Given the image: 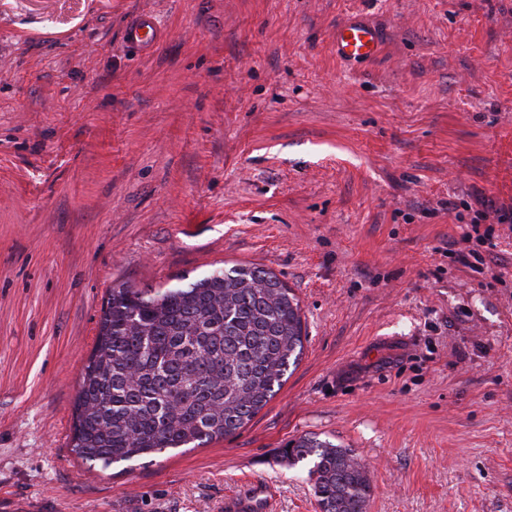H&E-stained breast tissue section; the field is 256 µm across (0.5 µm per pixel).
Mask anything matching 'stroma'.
Here are the masks:
<instances>
[{"label":"stroma","instance_id":"1","mask_svg":"<svg viewBox=\"0 0 512 512\" xmlns=\"http://www.w3.org/2000/svg\"><path fill=\"white\" fill-rule=\"evenodd\" d=\"M353 17L376 57L337 58ZM483 204L512 206V0H0V512H320L280 456L305 434L355 450L367 512H512V226L492 273L445 252ZM232 265L300 302L282 388L231 437L89 468L110 289ZM162 33L152 15H142L125 32L129 44L140 50H148L161 39Z\"/></svg>","mask_w":512,"mask_h":512}]
</instances>
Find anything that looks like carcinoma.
<instances>
[{
    "instance_id": "cac0c4a2",
    "label": "carcinoma",
    "mask_w": 512,
    "mask_h": 512,
    "mask_svg": "<svg viewBox=\"0 0 512 512\" xmlns=\"http://www.w3.org/2000/svg\"><path fill=\"white\" fill-rule=\"evenodd\" d=\"M298 301L254 266L216 268L163 291L121 286L103 307L84 366L73 451L101 471L245 426L303 349ZM320 512H366L372 485L354 449L303 435L281 449Z\"/></svg>"
}]
</instances>
